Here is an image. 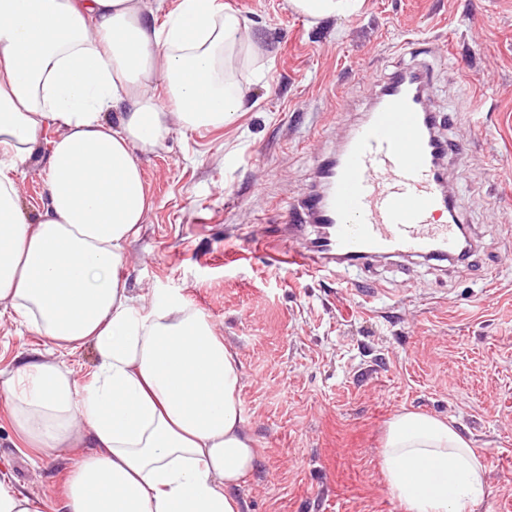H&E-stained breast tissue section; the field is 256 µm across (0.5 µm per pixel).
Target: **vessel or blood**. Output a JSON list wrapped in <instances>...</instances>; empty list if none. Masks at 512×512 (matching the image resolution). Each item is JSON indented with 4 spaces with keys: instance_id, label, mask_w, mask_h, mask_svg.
Returning <instances> with one entry per match:
<instances>
[{
    "instance_id": "vessel-or-blood-1",
    "label": "vessel or blood",
    "mask_w": 512,
    "mask_h": 512,
    "mask_svg": "<svg viewBox=\"0 0 512 512\" xmlns=\"http://www.w3.org/2000/svg\"><path fill=\"white\" fill-rule=\"evenodd\" d=\"M424 79L420 72L415 82ZM415 82L400 73L382 88L336 160L321 165L326 195L290 210L282 238L310 225L315 234L306 250L288 248L289 270L314 278L381 258L454 261L464 251L443 171L465 147L440 136L447 117L425 111Z\"/></svg>"
}]
</instances>
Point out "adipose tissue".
I'll return each mask as SVG.
<instances>
[{
    "label": "adipose tissue",
    "mask_w": 512,
    "mask_h": 512,
    "mask_svg": "<svg viewBox=\"0 0 512 512\" xmlns=\"http://www.w3.org/2000/svg\"><path fill=\"white\" fill-rule=\"evenodd\" d=\"M287 3L315 25L365 0ZM259 38L223 0H0V307L66 356L97 352L83 384L44 357L0 382L26 447L92 448L56 512H242L236 490L257 453L236 354L188 302L136 303L120 271L152 206L137 153L176 125L232 123L246 94L228 62ZM49 127L46 197L29 224L16 174ZM381 470L405 512H474L486 486L464 436L406 410L387 426Z\"/></svg>",
    "instance_id": "ef3b65f1"
}]
</instances>
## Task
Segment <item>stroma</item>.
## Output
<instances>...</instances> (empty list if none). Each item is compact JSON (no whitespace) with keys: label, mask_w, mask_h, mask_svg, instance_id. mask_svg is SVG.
I'll return each mask as SVG.
<instances>
[{"label":"stroma","mask_w":512,"mask_h":512,"mask_svg":"<svg viewBox=\"0 0 512 512\" xmlns=\"http://www.w3.org/2000/svg\"><path fill=\"white\" fill-rule=\"evenodd\" d=\"M265 39L229 70L246 109L219 130L174 128L139 162L152 207L122 275L140 301L178 296L241 365V409L258 462L245 512H403L380 466L400 411L445 420L487 466L476 512H512V0H366L359 15L310 24L285 0H224ZM430 38L428 58L406 47ZM428 61L432 111L467 142L448 169L479 264L378 259L317 278L275 256L288 211L323 160L403 68ZM469 83L478 105L465 102ZM43 157L24 168L20 205L37 223ZM375 290L365 303L351 289ZM49 342L0 315V370ZM76 454L36 455L0 412V473L53 512Z\"/></svg>","instance_id":"stroma-1"}]
</instances>
